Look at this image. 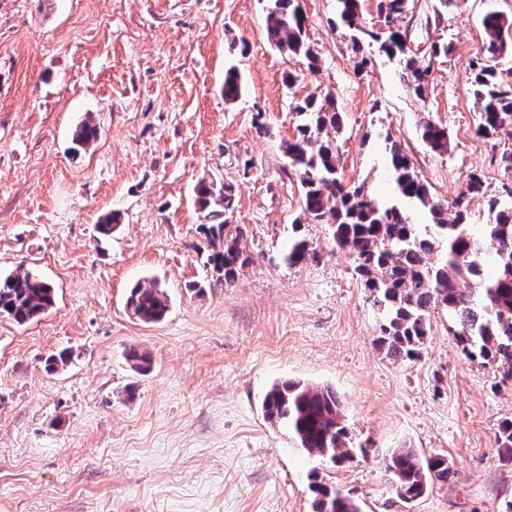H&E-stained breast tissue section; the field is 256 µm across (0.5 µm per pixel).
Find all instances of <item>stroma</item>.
<instances>
[{
	"label": "stroma",
	"instance_id": "obj_1",
	"mask_svg": "<svg viewBox=\"0 0 512 512\" xmlns=\"http://www.w3.org/2000/svg\"><path fill=\"white\" fill-rule=\"evenodd\" d=\"M300 4L315 74L269 42L266 0H0V276L24 267L57 294L28 324L0 317V512H312L316 476L361 512H498L512 494L496 451L512 379L469 360L441 312L415 362L380 350L370 292L329 225L301 222L285 155L293 102L328 94L346 182L394 200L395 143L435 198L453 200L471 173L502 195L512 130L478 134L469 74L483 15L512 16V0H465L441 32L426 24L436 0H417L418 57L437 36L451 45L422 100L396 60L371 49L360 64L336 0ZM231 65L245 90L228 103ZM426 117L447 128V153L421 140ZM87 119L99 135L78 151ZM203 179L234 187L255 257L231 287L205 264ZM110 212L120 224L105 239ZM295 237L316 258L286 264ZM145 280L170 298L161 322L126 308ZM133 349L150 370L130 367ZM284 380L335 388L360 452L335 465L298 450L263 415ZM404 447L444 456L457 482L399 502L386 461Z\"/></svg>",
	"mask_w": 512,
	"mask_h": 512
}]
</instances>
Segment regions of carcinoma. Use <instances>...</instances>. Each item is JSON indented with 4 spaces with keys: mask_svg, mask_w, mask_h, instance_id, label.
Instances as JSON below:
<instances>
[{
    "mask_svg": "<svg viewBox=\"0 0 512 512\" xmlns=\"http://www.w3.org/2000/svg\"><path fill=\"white\" fill-rule=\"evenodd\" d=\"M268 39L279 51L307 61L316 74L318 57L306 41V21L299 0H266ZM340 26L357 52L377 47L403 67L407 86L419 98L426 96L432 61L448 55V41L438 37L431 45L430 60L419 59L407 47L406 21L412 19L414 0H375V16H363L364 0H336ZM486 34L481 57L471 68V85L478 105V134L491 138L512 129V89L504 72L492 62L512 56V18L490 10L482 18ZM243 92L240 72L230 67L224 75V100L237 101ZM303 117L286 155L289 168L299 177L305 219L332 228V244L353 259L354 270L373 294L380 314L378 346L394 361L414 362L420 357L431 317L448 312L454 320V335L471 359L508 366L512 377V188L506 197L488 196L483 180L468 177L466 189L451 203L434 200L430 189L415 171L408 155L394 144L390 163L398 204H385L371 197L363 185L342 178L340 159L331 133L341 128L332 100L315 95L293 103ZM97 136L91 121L81 124L75 142L87 146ZM421 140L433 151L446 153L448 130L425 119ZM483 200L481 235L470 232V204ZM196 202L205 212L206 238L212 247L206 265L234 284L253 256L242 247L241 227L231 226L234 210L232 187L216 180H201ZM419 204L428 210L431 223L419 229L403 208ZM454 210L448 219V209ZM304 239L288 242L284 260L297 265L309 256ZM55 302L50 283L29 270L17 269L0 278V315L18 324L44 314ZM127 308L144 323L161 321L170 308V298L157 283H137L130 288ZM262 409L269 421L288 429L297 448L310 455L340 463L353 456V441L344 422L341 402L331 387L285 380L266 393ZM499 459L512 466V419L504 420L496 437ZM394 490L402 502L421 497L435 484L458 478L448 460L422 457L412 448H397L388 458ZM313 512H360L356 501L342 492L314 482Z\"/></svg>",
    "mask_w": 512,
    "mask_h": 512,
    "instance_id": "obj_1",
    "label": "carcinoma"
}]
</instances>
